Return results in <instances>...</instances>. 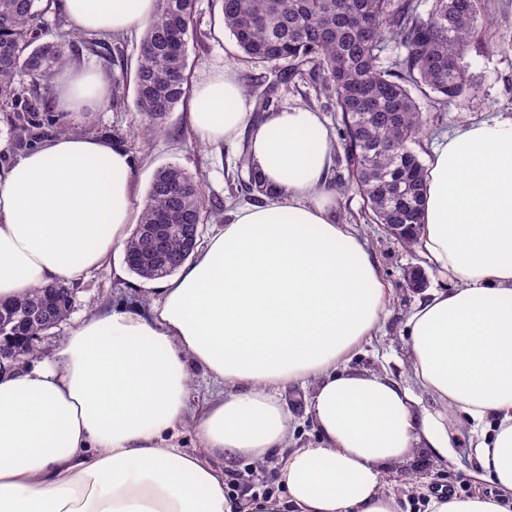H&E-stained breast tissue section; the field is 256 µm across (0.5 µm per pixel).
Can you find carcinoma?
I'll return each mask as SVG.
<instances>
[{
    "label": "carcinoma",
    "mask_w": 512,
    "mask_h": 512,
    "mask_svg": "<svg viewBox=\"0 0 512 512\" xmlns=\"http://www.w3.org/2000/svg\"><path fill=\"white\" fill-rule=\"evenodd\" d=\"M43 0H0V107L14 112L20 142L40 138L37 112L53 109L51 80L78 56L71 41L45 40L49 8ZM224 29L239 52L257 66L281 63V83L303 70L335 100L339 136L350 166L352 186L376 224H411L401 239L416 246L426 191L424 165L412 144L428 122L419 99L446 108L476 93L463 58L482 20L479 0H432L427 18L419 0H218ZM196 0H162L144 31L134 73V108L143 135L164 131L167 114L189 98L188 44L196 31ZM404 54L380 65L389 45ZM39 91L26 97L20 78ZM270 85L259 95L256 112L276 111ZM237 174L258 195L268 194L243 144ZM201 180L176 166L162 167L146 191L138 224L126 244L136 251L146 224H201ZM50 294L39 286L28 296L0 302V337L23 341L41 336L46 325L69 311L56 299L45 317L33 315Z\"/></svg>",
    "instance_id": "carcinoma-1"
}]
</instances>
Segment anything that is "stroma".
I'll return each instance as SVG.
<instances>
[{
	"mask_svg": "<svg viewBox=\"0 0 512 512\" xmlns=\"http://www.w3.org/2000/svg\"><path fill=\"white\" fill-rule=\"evenodd\" d=\"M484 25L481 31L482 49H470L465 57L469 74L478 91L465 98L460 105L430 115V121L414 150L420 159H428L434 143L467 123L492 115L512 116V0H481ZM198 30L188 46V73L190 82H198L207 73L220 67L233 69L245 91L247 109H254L258 86L257 76H264L266 83H275L277 70L269 66L258 69L244 58L233 40L222 28V20L212 0H197ZM113 44L120 47L122 61L112 65L94 55L88 48H81L77 65L100 70L116 77L134 75L139 54V34L113 37ZM280 108H307L318 112L330 131H337L340 114L317 85L309 80H294L279 86L276 91ZM186 108H176L164 121V133L144 138L139 136V115L132 99L124 103L106 102L78 125L68 119L50 123L45 128L47 136L66 133L77 127L79 133L116 140L123 143L134 160L133 181L137 195H145L148 185L159 168L176 165L198 176L204 187V211L206 218L200 226L202 237L212 236L224 222V202L234 196L239 202H248L249 196L236 184V162L241 145L216 147L201 141L187 123ZM339 214L345 223L351 224L366 240L371 257L391 291L388 310L377 328L355 351L348 363L349 369L373 370L387 374L402 386L415 388L416 383L407 366V338L405 322L414 306L427 293L442 289L443 284L434 274H427L424 289L408 287L405 275L408 269L425 267L426 261L419 249H407L387 234L382 225L372 223L363 200L354 189L338 194ZM123 251H114L108 268L96 271L73 283V304L69 316L44 336L43 351L62 342L71 328L87 314L112 305L130 309L145 308L157 301L159 294L152 281L142 279L124 269ZM124 270L121 278L113 277V269ZM311 389L294 385L283 394L295 422L297 431L290 445L298 448L315 443L318 432L309 412ZM448 427L457 435L447 461L424 466L426 451H418L420 468L414 469V494H406L402 487L401 473L393 471L386 477L385 489L395 496L399 512H423L428 493L449 489L462 495H497L493 484L477 477V465L469 448L471 427L457 413H449ZM274 462H267L261 469L244 461H238L226 469V485L230 492L242 495L248 492L267 494L274 492Z\"/></svg>",
	"mask_w": 512,
	"mask_h": 512,
	"instance_id": "obj_1",
	"label": "stroma"
}]
</instances>
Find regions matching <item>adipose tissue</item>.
<instances>
[{"instance_id":"obj_1","label":"adipose tissue","mask_w":512,"mask_h":512,"mask_svg":"<svg viewBox=\"0 0 512 512\" xmlns=\"http://www.w3.org/2000/svg\"><path fill=\"white\" fill-rule=\"evenodd\" d=\"M159 0H57L80 35L139 32ZM110 83L71 66L53 80L73 122ZM190 122L214 144L247 137L269 188L198 245L143 311L87 315L49 359L0 361V512H397L388 470L415 448L447 458L445 407L472 424L499 496L429 495L426 512H512V117L464 125L426 172L417 246L449 289L406 323L408 362L438 411L386 375L347 368L386 307L356 230L336 215L335 141L317 112H248L234 71L195 87ZM133 158L84 134L0 163V300L103 268L130 237ZM201 369L222 396L195 403ZM311 387L319 439L289 448L281 400ZM196 445L183 448V430ZM278 457L277 494L225 490V467Z\"/></svg>"}]
</instances>
